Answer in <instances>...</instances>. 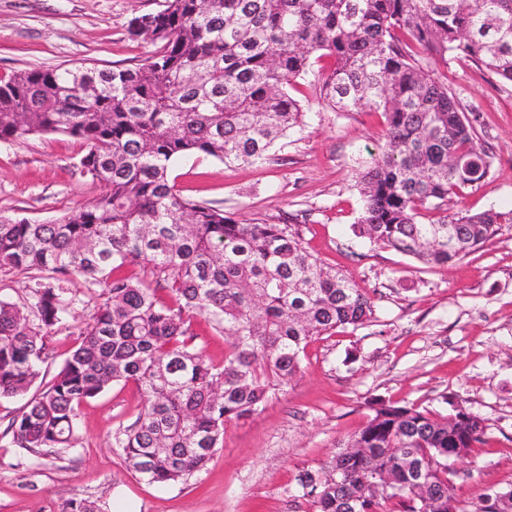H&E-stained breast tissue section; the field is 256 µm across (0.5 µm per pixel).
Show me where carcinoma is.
<instances>
[{"instance_id": "obj_1", "label": "carcinoma", "mask_w": 512, "mask_h": 512, "mask_svg": "<svg viewBox=\"0 0 512 512\" xmlns=\"http://www.w3.org/2000/svg\"><path fill=\"white\" fill-rule=\"evenodd\" d=\"M130 34L158 45L135 69H31L0 81V142L66 133L107 192L58 220L0 215V272L25 278L22 304L0 300V399L24 398L12 443L73 447L77 409L112 385L144 397L115 447L140 477L186 482L203 470L225 425L251 416L301 372L313 338L374 315L367 293L324 267L299 224H252L188 201L170 185L180 159L227 166L266 161L304 123L287 91L318 71L319 104L379 112L384 150L360 176L355 233L447 267L476 251L512 210L450 214L448 198L484 180L489 155L440 67L460 55L512 82V0H166ZM146 264L157 289L117 274ZM73 275L101 287L93 323L35 394L51 327L71 313ZM224 333V362L194 344L190 315ZM327 469L298 476L314 512H448L447 461L482 441L483 419L448 423L377 401Z\"/></svg>"}]
</instances>
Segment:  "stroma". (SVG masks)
<instances>
[{
	"label": "stroma",
	"mask_w": 512,
	"mask_h": 512,
	"mask_svg": "<svg viewBox=\"0 0 512 512\" xmlns=\"http://www.w3.org/2000/svg\"><path fill=\"white\" fill-rule=\"evenodd\" d=\"M164 5L0 0V80L33 68L138 67L155 46L132 37L130 22ZM444 73L491 161L490 175L450 199L448 210H512V82L457 56ZM315 82L310 74L291 88L306 117L266 163L229 167L193 157L172 164L169 178L182 198L245 222L297 219L308 250L372 298L371 321L311 341L301 373L251 417L228 423L212 461L184 484L148 483L114 445L116 430L143 410L134 383L83 403L76 446L57 454L5 441L23 403L0 400V512H65L81 499L102 512H312L298 474L329 465L377 400L483 419L482 442L448 464L458 512H475L487 490H512V223L447 268L356 236L358 173L382 148L385 119L319 108ZM84 152L63 133L0 142V214L43 223L99 198L104 188L84 172ZM69 288L77 303L49 337L56 368L97 305L84 277H72Z\"/></svg>",
	"instance_id": "obj_1"
}]
</instances>
